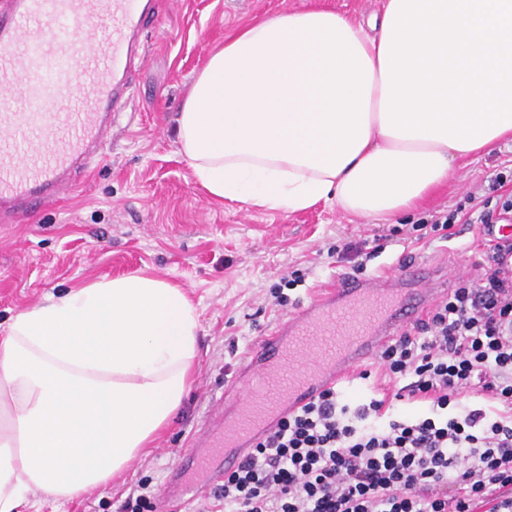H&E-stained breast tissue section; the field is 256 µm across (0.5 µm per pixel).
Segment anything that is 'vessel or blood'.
<instances>
[{
  "instance_id": "b4317fda",
  "label": "vessel or blood",
  "mask_w": 512,
  "mask_h": 512,
  "mask_svg": "<svg viewBox=\"0 0 512 512\" xmlns=\"http://www.w3.org/2000/svg\"><path fill=\"white\" fill-rule=\"evenodd\" d=\"M149 10L150 0H8L0 10V98L22 106L0 113V215L50 204L101 159L131 96ZM79 24L96 30L83 48L74 42ZM448 286L442 269L425 265L341 278L278 322L176 458L179 479L165 484L163 502L207 492L247 457L257 435L345 382Z\"/></svg>"
}]
</instances>
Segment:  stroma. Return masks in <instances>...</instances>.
Returning <instances> with one entry per match:
<instances>
[{"instance_id":"35a3bbf8","label":"stroma","mask_w":512,"mask_h":512,"mask_svg":"<svg viewBox=\"0 0 512 512\" xmlns=\"http://www.w3.org/2000/svg\"><path fill=\"white\" fill-rule=\"evenodd\" d=\"M383 0H153L155 17L140 39L134 97L113 128L102 160L74 190L21 224L0 222V330L50 293L102 276L139 270L184 288L197 308L198 370L182 413L153 448L103 487L70 501L31 494L19 512H117L131 489L148 487L151 512H164L159 492L176 454L190 445L212 398L238 372L241 358L268 335L283 312L267 300L284 273L300 270L298 303L350 270L336 246L389 236L367 275L403 261L446 268L449 279L482 271L483 232L458 224L450 238H420L421 219L454 208L512 167V140L455 167L421 209L396 223L342 213L320 202L288 213L210 197L179 153L176 118L197 74L231 32L255 21L311 7L357 22Z\"/></svg>"}]
</instances>
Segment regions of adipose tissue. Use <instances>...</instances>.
Segmentation results:
<instances>
[{"label": "adipose tissue", "instance_id": "obj_1", "mask_svg": "<svg viewBox=\"0 0 512 512\" xmlns=\"http://www.w3.org/2000/svg\"><path fill=\"white\" fill-rule=\"evenodd\" d=\"M383 16L310 8L228 36L177 119L180 154L215 199L297 212L325 201L384 221L419 207L470 156L383 134ZM199 315L152 273L102 276L0 334V512L107 485L182 405Z\"/></svg>", "mask_w": 512, "mask_h": 512}]
</instances>
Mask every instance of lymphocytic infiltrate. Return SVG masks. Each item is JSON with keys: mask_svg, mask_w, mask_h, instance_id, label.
Listing matches in <instances>:
<instances>
[{"mask_svg": "<svg viewBox=\"0 0 512 512\" xmlns=\"http://www.w3.org/2000/svg\"><path fill=\"white\" fill-rule=\"evenodd\" d=\"M493 186L498 198L466 196L431 231L511 223L512 170ZM484 256L381 350L397 390L355 405L330 389L280 419L225 471L224 512H512V240Z\"/></svg>", "mask_w": 512, "mask_h": 512, "instance_id": "obj_1", "label": "lymphocytic infiltrate"}]
</instances>
